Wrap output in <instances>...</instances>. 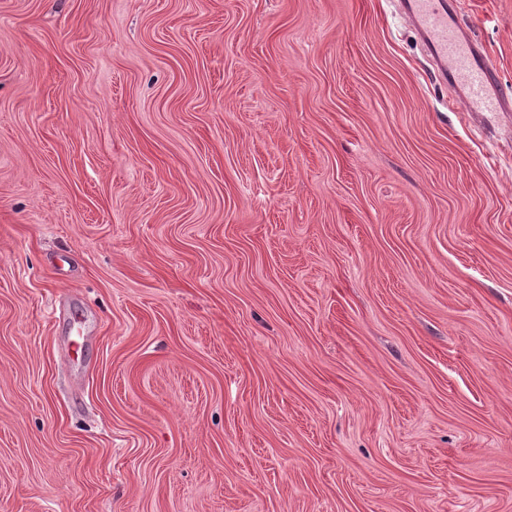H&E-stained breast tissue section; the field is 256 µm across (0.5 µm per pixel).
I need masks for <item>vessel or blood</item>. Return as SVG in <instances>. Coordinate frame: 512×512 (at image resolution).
<instances>
[{
	"label": "vessel or blood",
	"instance_id": "vessel-or-blood-1",
	"mask_svg": "<svg viewBox=\"0 0 512 512\" xmlns=\"http://www.w3.org/2000/svg\"><path fill=\"white\" fill-rule=\"evenodd\" d=\"M455 0H405L407 19L443 78L458 82L468 112H511L512 94L502 90L489 56L456 23Z\"/></svg>",
	"mask_w": 512,
	"mask_h": 512
}]
</instances>
